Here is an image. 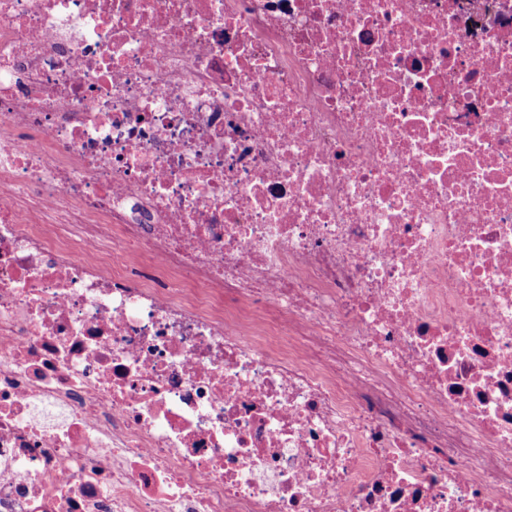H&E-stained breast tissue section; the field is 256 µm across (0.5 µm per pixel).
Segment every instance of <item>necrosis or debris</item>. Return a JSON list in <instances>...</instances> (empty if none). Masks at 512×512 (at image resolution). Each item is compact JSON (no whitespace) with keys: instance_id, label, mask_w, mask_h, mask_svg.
<instances>
[{"instance_id":"necrosis-or-debris-1","label":"necrosis or debris","mask_w":512,"mask_h":512,"mask_svg":"<svg viewBox=\"0 0 512 512\" xmlns=\"http://www.w3.org/2000/svg\"><path fill=\"white\" fill-rule=\"evenodd\" d=\"M0 512H512V0H0Z\"/></svg>"}]
</instances>
